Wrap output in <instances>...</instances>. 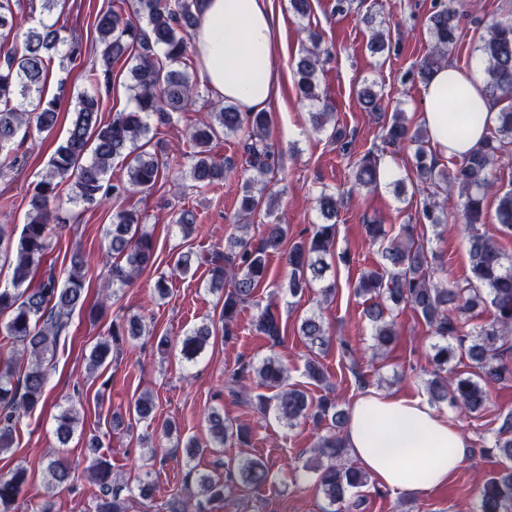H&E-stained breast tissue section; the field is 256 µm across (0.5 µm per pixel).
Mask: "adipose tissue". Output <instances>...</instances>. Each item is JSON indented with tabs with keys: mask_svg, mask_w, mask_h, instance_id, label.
I'll return each mask as SVG.
<instances>
[{
	"mask_svg": "<svg viewBox=\"0 0 512 512\" xmlns=\"http://www.w3.org/2000/svg\"><path fill=\"white\" fill-rule=\"evenodd\" d=\"M192 41L198 77L219 99L246 112H266L278 98L276 32L280 17L272 0H197ZM457 99H449V89ZM420 106L437 156L457 158L474 148L498 121L480 64L440 68L426 83ZM469 109L462 137L448 132V110ZM345 442L377 485L415 497L444 485L471 454V444L427 401L370 390L348 409Z\"/></svg>",
	"mask_w": 512,
	"mask_h": 512,
	"instance_id": "ef3b65f1",
	"label": "adipose tissue"
}]
</instances>
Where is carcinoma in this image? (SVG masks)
Here are the masks:
<instances>
[{
	"label": "carcinoma",
	"mask_w": 512,
	"mask_h": 512,
	"mask_svg": "<svg viewBox=\"0 0 512 512\" xmlns=\"http://www.w3.org/2000/svg\"><path fill=\"white\" fill-rule=\"evenodd\" d=\"M135 17L146 21L142 27L126 14L127 0H112V5L98 12L96 31L104 43L102 67L90 68L86 82L95 88L112 84V64L122 56L133 61L130 67L129 90L135 108L117 113L104 122L100 102L95 92H84L77 100L75 117L65 140L59 144L49 161V170L28 194L27 223L18 243H13L7 225L0 224V261L13 267L12 287L0 288V335L11 343L6 361L0 362V453L13 445L14 434L23 416L31 413L43 400L50 368L46 355L55 354L61 342L69 336L72 315L84 305L85 262L79 252L71 257V271L64 284H59L51 272L42 276L38 285L26 282L37 271L49 250L50 231L77 223L70 204L98 205L109 198L120 199L134 189H152L168 178L169 163L164 155L152 149L147 138L150 123L171 121L173 114L182 112L192 103L198 91L187 68V52L191 33L197 23L196 0H133ZM456 0H434V12L429 17L428 30L431 50L410 77L427 81L448 61V52L458 43L460 14ZM22 8L20 0H0V171L16 166L18 158L9 157L12 145L21 130H50L57 118V100L44 97V86L53 58L64 69L75 63L81 47L71 42L67 50L58 52L63 41L57 23L38 20L21 30L20 16L14 8ZM310 46L297 62L299 97L310 105L320 103L317 72L321 64L320 36L307 29ZM368 49L382 56L391 51L390 35L375 31ZM480 51L486 61V91L494 99H512V19L493 20L486 26V36ZM360 103L372 112L381 110L380 97L373 87L358 93ZM334 113L321 110L309 113L313 130L329 132V139L339 140L342 132L327 125ZM469 114L454 110L448 115V131H464ZM271 115L268 112H242L234 103L207 112L186 134L191 158L189 176L199 188L224 179L234 169L231 162L216 161L210 155V144L222 135H247L243 145V184L238 213L252 215L262 209L271 212L273 194L269 189L271 176L278 168L275 151L267 143ZM383 143L393 149L415 146V175L429 193L423 199L420 218L437 228L447 223L448 211L456 210L468 229L471 276L465 284L447 286L434 279L430 271L424 243L415 239L416 226L405 224L392 236L386 225L377 221L364 225L366 237L381 247L383 264L379 270L362 274L357 291L370 296L364 318L371 324L374 344L372 353L379 355L396 342L398 333L390 307L410 305L422 317L432 333L440 337L433 345V378L426 383L430 401L447 404L462 415L481 410L489 401L487 386L502 379L506 368L498 357L512 350V264L497 240L480 231L487 198L495 196V221L512 230V189L496 188L493 167L497 158L512 145V107L500 112L495 130L471 153L462 157L454 168L443 171L428 148L425 129L411 132L402 112H394L383 126ZM125 162L127 180L112 181V163ZM380 155L370 150L352 167L355 182L373 189L379 186ZM70 183L71 194L63 197L61 186ZM321 223L312 225L299 239L288 241V226L268 224L257 240L247 233L233 234L224 248L212 250L203 262L209 266L210 284L222 292L221 322L224 338L235 336L236 320L241 308L255 302L258 288L266 280L267 257L286 253L290 268L288 294L296 297L314 282L326 280L331 253L336 238V218L340 200L323 191L316 198ZM193 210L179 211L176 224L183 238L189 239L196 229ZM112 267L101 302L91 308L96 317L106 308V301L131 283L137 276L155 265V245L152 235L144 230L136 213L120 210L113 217L106 233ZM229 288H224V284ZM493 308V319L480 325L473 333L465 330L461 318L479 308ZM255 331L271 344L280 343L281 321L270 307L257 313ZM147 329L136 316L119 317L112 322L110 338L93 347L90 369L106 366L112 348L146 335ZM213 333V324L204 322L185 334L181 354L192 361L206 348ZM300 334L311 345L323 346L326 331L322 316L312 313L301 321ZM471 362L473 371L464 375L448 368L458 355ZM27 362L23 377L15 378L16 367ZM258 386L273 389L249 399L262 415L271 412L275 418L292 428L299 421L313 423L324 429L316 444V461L307 469L316 474V482L328 504L340 505L342 512H356L360 502L355 490L372 483L369 474L344 461L348 454L343 441L347 410L335 399L323 395L314 400L308 393L288 382V368L273 358L258 366L242 362L229 375L230 387L249 389L251 377ZM137 421L152 425L155 403L149 393L135 403ZM77 411L71 407L58 418L56 437L66 444L74 434ZM208 439L200 443L189 439L185 448V485L190 491L183 498L173 496L162 504V512H213L224 503L227 482L245 487L266 485L270 474L258 457H243L225 469V473L201 471L191 465L195 457L207 448H222L247 438L241 424L224 420L218 412L207 419ZM486 447L501 457L512 460V414L502 426L485 440ZM86 448L90 458L85 478L98 488L91 501V512H128L124 490L127 481L112 475V464L101 452L98 436L88 438ZM50 474L48 487H72L77 477L65 458L55 450L47 464ZM26 481V469L17 466L0 472V512H16L15 503ZM479 512H512V468H504L487 480L480 490Z\"/></svg>",
	"instance_id": "carcinoma-1"
}]
</instances>
